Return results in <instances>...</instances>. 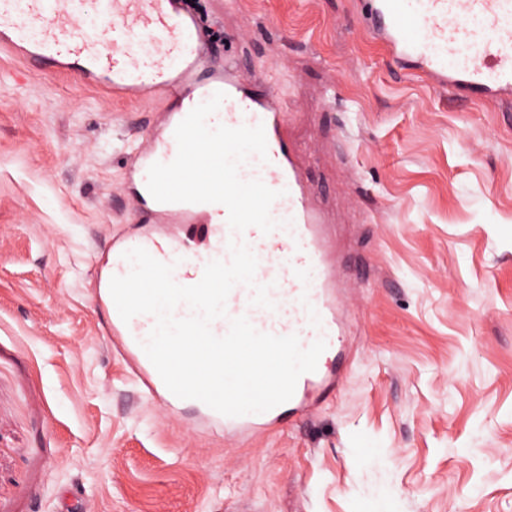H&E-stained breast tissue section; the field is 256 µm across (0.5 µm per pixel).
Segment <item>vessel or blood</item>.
<instances>
[{
  "mask_svg": "<svg viewBox=\"0 0 512 512\" xmlns=\"http://www.w3.org/2000/svg\"><path fill=\"white\" fill-rule=\"evenodd\" d=\"M373 28L394 55L456 96L512 95V0H362ZM201 30L175 0H0V47L18 53L33 71L53 66L128 98L161 90L169 118L161 140L138 149L135 165L148 171L141 203L166 224L199 226L200 239L123 238L101 276L109 287L126 275V251L141 247L173 265V279L200 281L205 265L229 261V241L258 258L257 283L269 285L274 309L251 305V288L235 286L227 315L211 329L224 335L229 320L246 316L264 333L297 335L301 346L324 339L339 353L342 327L336 269L313 204L284 136V107L273 93H254L223 65L207 61ZM154 316L112 317V334L149 394L170 410L181 398L163 383L141 347ZM338 376L317 367L299 377L287 405L258 414L222 415L195 407L225 434L267 431L285 413L301 412L310 393H331Z\"/></svg>",
  "mask_w": 512,
  "mask_h": 512,
  "instance_id": "obj_1",
  "label": "vessel or blood"
}]
</instances>
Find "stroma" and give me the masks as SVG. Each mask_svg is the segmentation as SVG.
Segmentation results:
<instances>
[{"instance_id": "obj_1", "label": "stroma", "mask_w": 512, "mask_h": 512, "mask_svg": "<svg viewBox=\"0 0 512 512\" xmlns=\"http://www.w3.org/2000/svg\"><path fill=\"white\" fill-rule=\"evenodd\" d=\"M214 61L285 103L350 319L334 396L242 437L112 346L100 269L160 92L0 48V512H512V96H449L358 0H202Z\"/></svg>"}]
</instances>
